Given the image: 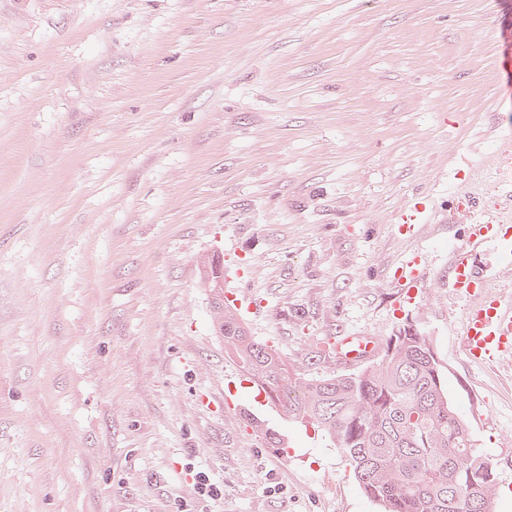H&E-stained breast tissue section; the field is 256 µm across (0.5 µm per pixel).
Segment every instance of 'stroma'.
<instances>
[{
  "label": "stroma",
  "instance_id": "obj_1",
  "mask_svg": "<svg viewBox=\"0 0 512 512\" xmlns=\"http://www.w3.org/2000/svg\"><path fill=\"white\" fill-rule=\"evenodd\" d=\"M511 36L512 0H0V512H383L313 428L269 405L273 448L222 407L258 389L199 285L216 253L305 375L418 325L512 512V355L464 361L448 276L512 200ZM474 261L512 304V251ZM376 348V340L369 336H340L334 345L336 358L345 365H352L369 357Z\"/></svg>",
  "mask_w": 512,
  "mask_h": 512
}]
</instances>
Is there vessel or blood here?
<instances>
[{
	"mask_svg": "<svg viewBox=\"0 0 512 512\" xmlns=\"http://www.w3.org/2000/svg\"><path fill=\"white\" fill-rule=\"evenodd\" d=\"M511 222L512 212L506 214L495 208L471 223L467 241L450 253L452 286L458 293L472 294L483 280L472 261L477 248L490 241L512 245V231L507 228ZM376 347L372 337L349 335L338 337L334 350L341 363L352 365L369 357ZM459 351L477 364L512 353V305L492 297L474 302L461 320Z\"/></svg>",
	"mask_w": 512,
	"mask_h": 512,
	"instance_id": "1",
	"label": "vessel or blood"
}]
</instances>
